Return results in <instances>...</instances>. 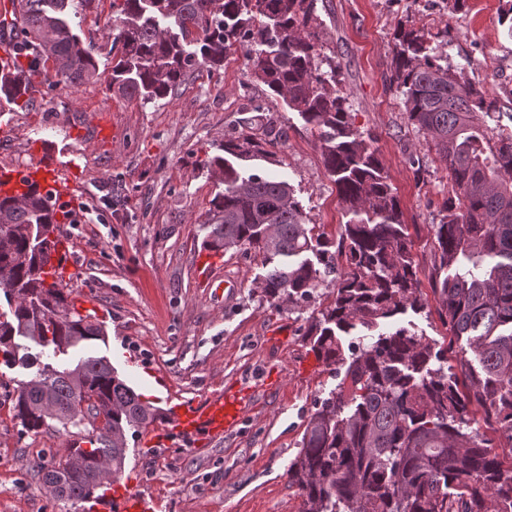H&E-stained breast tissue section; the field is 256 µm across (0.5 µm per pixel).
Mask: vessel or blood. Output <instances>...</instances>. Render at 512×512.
I'll use <instances>...</instances> for the list:
<instances>
[{"mask_svg":"<svg viewBox=\"0 0 512 512\" xmlns=\"http://www.w3.org/2000/svg\"><path fill=\"white\" fill-rule=\"evenodd\" d=\"M63 168L57 154L47 152L43 153L39 163L32 166L1 167L0 196L19 197L33 185L50 203L61 206L71 201L79 189L76 182L65 178ZM48 266L58 278H68L72 271V258L66 241L56 242ZM253 398L252 386L236 383L201 397L179 399L168 409V426L158 429L152 442L160 447L185 438L197 447L209 445L237 430ZM106 508L108 512H150L145 496L125 490L116 491Z\"/></svg>","mask_w":512,"mask_h":512,"instance_id":"obj_1","label":"vessel or blood"}]
</instances>
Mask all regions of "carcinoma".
<instances>
[{
    "mask_svg": "<svg viewBox=\"0 0 512 512\" xmlns=\"http://www.w3.org/2000/svg\"><path fill=\"white\" fill-rule=\"evenodd\" d=\"M318 0H123L110 87L120 97L156 101L176 94L199 65L217 67L232 48L244 50L251 76L318 131V149L352 218L338 243L307 223L288 181L243 175L230 158L274 156L280 134L240 133L204 166L224 190L210 201L204 248L252 252L267 268L262 291L271 300L308 303L337 273L336 291L306 330L316 359L340 378L311 415L288 484L303 512H512V467L491 441L470 428L469 406L512 442V129L492 128L499 112L484 88L463 80L432 34L396 33L390 83L403 95L408 122L446 163L451 190L434 240L432 292L439 316L473 359L464 364L467 390L441 365L443 353L406 326L368 342L344 343L425 302L400 202L370 133L354 127L338 65L323 61ZM68 0H17L12 25L28 64L0 75V92L20 99L30 72L51 86L97 79L98 64L64 13ZM196 34L197 48L183 45ZM329 70H322V64ZM55 210L32 188L0 198V294L12 320L0 321V357L11 364L13 339L28 336L60 351L99 339L102 329L49 283ZM347 266L336 272V254ZM13 417L28 431L56 422L91 426L88 448H72L38 465L44 487L73 504L85 502L124 470L127 436L160 416L103 358L72 368L46 365L23 384Z\"/></svg>",
    "mask_w": 512,
    "mask_h": 512,
    "instance_id": "1",
    "label": "carcinoma"
}]
</instances>
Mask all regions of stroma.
<instances>
[{
  "instance_id": "stroma-1",
  "label": "stroma",
  "mask_w": 512,
  "mask_h": 512,
  "mask_svg": "<svg viewBox=\"0 0 512 512\" xmlns=\"http://www.w3.org/2000/svg\"><path fill=\"white\" fill-rule=\"evenodd\" d=\"M512 0H468L452 12L446 0H318L324 55L340 63L352 122L371 133L400 201L412 241L419 289L426 302L402 322L445 348L446 371L461 373L472 353L451 342L431 289L432 224L448 196L446 166L425 135L407 123L403 96L389 83L399 27L447 30L452 70L483 86L500 109L512 113V30L501 21ZM116 0H70L67 20L92 45L100 78L78 88L48 86L31 78L30 104H10L0 93V166L35 162L37 145H53L69 163L81 190L63 208L58 226L74 260L67 283L72 298L91 303L102 339L53 354L16 337L18 356L35 363L0 362V392L15 393L41 365H76L104 357L135 391L158 409L167 400L200 396L239 381L255 388L239 429L205 450L151 448L128 440L121 485L145 495L151 512H302L286 471L299 451L319 399L338 380L317 361L304 338L309 322L333 298L327 277L308 304L262 293L260 257L231 250L210 278L198 264L205 251L202 225L223 186L204 166L225 138L241 132L283 131L274 163L238 161L248 173L288 181L310 223L338 239L348 216L317 147V133L298 112L271 96L250 75L242 51L223 66L190 72L178 93L145 102L109 88L119 47ZM239 287L226 296L219 284ZM84 429L53 425L25 431L18 420L0 421V512H76L55 498L36 475L44 457L65 454Z\"/></svg>"
}]
</instances>
